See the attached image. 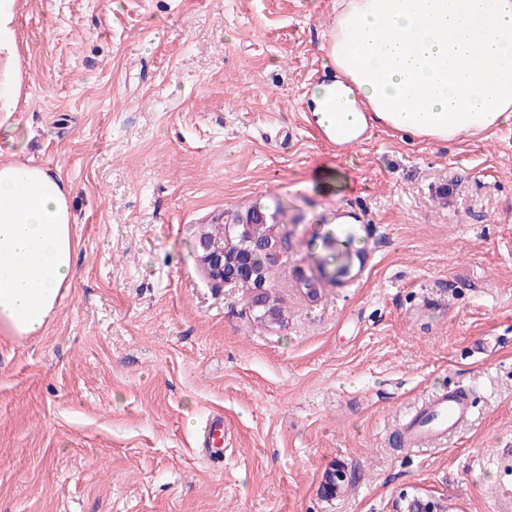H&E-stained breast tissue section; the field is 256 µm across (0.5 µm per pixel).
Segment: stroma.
<instances>
[{
	"mask_svg": "<svg viewBox=\"0 0 512 512\" xmlns=\"http://www.w3.org/2000/svg\"><path fill=\"white\" fill-rule=\"evenodd\" d=\"M336 0H18L17 110L0 158L60 173L76 274L50 326L0 335V512H512V125L435 142L374 123L324 138ZM447 188L440 201L438 188ZM281 200L284 326L209 279L213 219ZM352 233L308 297L323 219ZM469 392L446 444L392 435ZM229 429L222 463L196 431ZM347 491L324 497L331 465ZM443 500H437L432 496H424L409 492L405 498L400 499L399 512H447L448 506Z\"/></svg>",
	"mask_w": 512,
	"mask_h": 512,
	"instance_id": "35a3bbf8",
	"label": "stroma"
}]
</instances>
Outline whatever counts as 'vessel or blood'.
Wrapping results in <instances>:
<instances>
[{
    "label": "vessel or blood",
    "mask_w": 512,
    "mask_h": 512,
    "mask_svg": "<svg viewBox=\"0 0 512 512\" xmlns=\"http://www.w3.org/2000/svg\"><path fill=\"white\" fill-rule=\"evenodd\" d=\"M472 417L468 395L456 390L429 394L413 413L401 422L404 444L409 448H427L457 434ZM227 433L224 418L213 414L207 418L199 441V451L210 461H221Z\"/></svg>",
    "instance_id": "obj_1"
}]
</instances>
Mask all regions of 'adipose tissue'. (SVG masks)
I'll use <instances>...</instances> for the list:
<instances>
[{
	"label": "adipose tissue",
	"mask_w": 512,
	"mask_h": 512,
	"mask_svg": "<svg viewBox=\"0 0 512 512\" xmlns=\"http://www.w3.org/2000/svg\"><path fill=\"white\" fill-rule=\"evenodd\" d=\"M16 0H0V113L16 110ZM334 79L307 110L345 144L370 122L449 142L512 124V0H342L324 46ZM63 179L0 162V334H41L74 281Z\"/></svg>",
	"instance_id": "adipose-tissue-1"
}]
</instances>
